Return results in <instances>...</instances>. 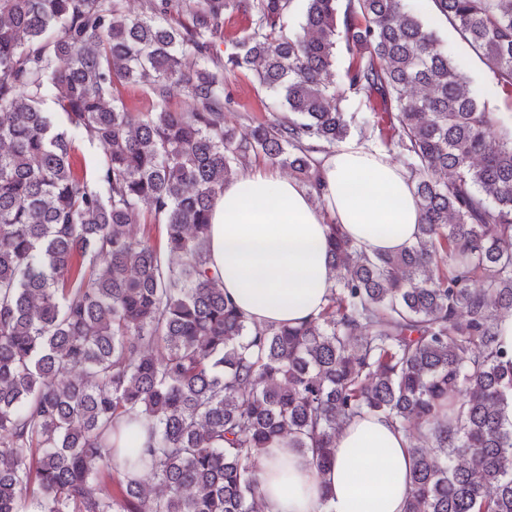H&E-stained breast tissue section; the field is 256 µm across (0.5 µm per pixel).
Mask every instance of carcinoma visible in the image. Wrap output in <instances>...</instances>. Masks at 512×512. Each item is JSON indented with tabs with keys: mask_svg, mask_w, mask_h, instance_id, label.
<instances>
[{
	"mask_svg": "<svg viewBox=\"0 0 512 512\" xmlns=\"http://www.w3.org/2000/svg\"><path fill=\"white\" fill-rule=\"evenodd\" d=\"M144 2L0 0V512H260L262 449L286 440L324 472L367 414L408 443L404 512H512V125L420 3ZM431 2L511 98L512 0ZM228 10L254 26L223 55ZM242 69L274 117L240 130L224 74ZM351 97L379 103L405 157L416 242L370 254L330 217L327 304L259 325L212 276L213 204L257 158L321 199ZM79 140L102 149L89 171ZM115 94L123 100L132 112H146L152 107L150 94L141 86L131 84L119 85Z\"/></svg>",
	"mask_w": 512,
	"mask_h": 512,
	"instance_id": "1",
	"label": "carcinoma"
}]
</instances>
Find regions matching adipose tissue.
I'll use <instances>...</instances> for the list:
<instances>
[{
	"mask_svg": "<svg viewBox=\"0 0 512 512\" xmlns=\"http://www.w3.org/2000/svg\"><path fill=\"white\" fill-rule=\"evenodd\" d=\"M321 203L306 187L264 168L227 183L214 203L210 268L225 294L259 324L317 314L332 280L324 213L372 252L416 240L420 211L406 172L380 152L347 145L323 159ZM411 458L402 433L381 416L353 420L335 463L318 472L308 454L267 449L259 460L263 512H403ZM332 496L321 501L320 490Z\"/></svg>",
	"mask_w": 512,
	"mask_h": 512,
	"instance_id": "ef3b65f1",
	"label": "adipose tissue"
}]
</instances>
